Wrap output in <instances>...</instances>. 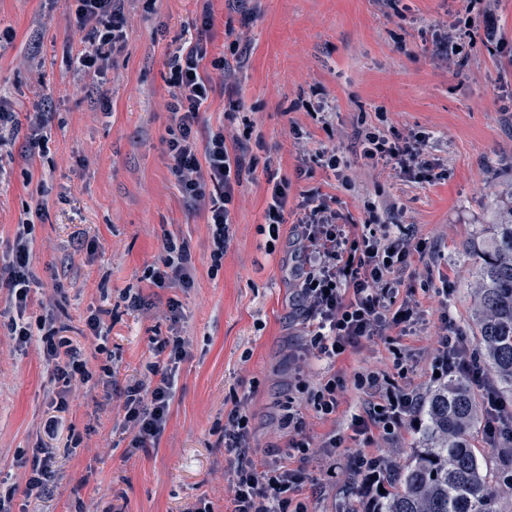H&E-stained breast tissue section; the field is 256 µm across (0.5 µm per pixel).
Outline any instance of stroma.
<instances>
[{
	"label": "stroma",
	"instance_id": "obj_1",
	"mask_svg": "<svg viewBox=\"0 0 512 512\" xmlns=\"http://www.w3.org/2000/svg\"><path fill=\"white\" fill-rule=\"evenodd\" d=\"M212 6L208 56L226 57L232 73L216 85L200 127L247 140L233 236L216 270L210 227L187 208L163 144L166 60L194 34L198 0H126V48L98 91L84 88L69 67L84 44L66 0H0V30L12 34L0 41V97L22 115L44 102L53 108L46 153L27 154L19 140L12 158L0 160V267L9 262L20 219L45 207L31 233L39 286L26 321L53 317L93 375L115 356L121 386L146 373L152 339L180 336L187 351L156 448L128 452L115 391L73 381L63 418L82 442L60 455L49 494L35 499L16 485L34 448L64 445L43 434L57 386L39 343L17 351L0 329V480L16 488L12 512H188L205 504L229 512L233 457L224 451V420L236 396L247 401L257 458L285 452L288 433L279 421L289 399L300 396L294 357L306 342L289 314L285 267L293 211L305 192L330 201L341 223L403 224L427 246L398 293L418 303L415 331L386 330L337 361L346 388L335 418L302 407L308 435L341 440L335 454L318 449L306 465L309 512H354L364 500L361 477L347 467L357 449L402 464L419 445L409 425L370 445L355 435L351 419L369 400L355 388V374L378 372L425 395L435 387L431 363L443 317L475 339L466 290L473 261L462 245L484 225L485 182L512 179V0H251L247 24L226 0ZM489 7L497 19L492 40L482 18ZM230 29L239 39L236 57ZM439 33L459 39L451 59L438 57ZM102 94L109 110L97 103ZM323 100L331 116L319 111ZM294 124L308 132L310 147L341 148L351 183L303 157L289 135ZM408 129L429 134L433 179L411 181L364 159L367 132ZM278 183L288 188L289 212L274 241L265 210ZM168 235L188 244L190 288H160L149 277ZM129 292L147 309L128 308ZM172 297L183 310L176 325L162 315ZM94 312L101 342L86 328Z\"/></svg>",
	"mask_w": 512,
	"mask_h": 512
}]
</instances>
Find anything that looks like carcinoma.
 <instances>
[{
  "instance_id": "1",
  "label": "carcinoma",
  "mask_w": 512,
  "mask_h": 512,
  "mask_svg": "<svg viewBox=\"0 0 512 512\" xmlns=\"http://www.w3.org/2000/svg\"><path fill=\"white\" fill-rule=\"evenodd\" d=\"M487 227L463 244L474 258L470 291L475 334L494 386L512 395V180L489 181ZM420 425L421 447L408 463L390 466L392 491L367 512H497L512 475L491 478L472 448L481 421L474 387L453 377L430 392Z\"/></svg>"
}]
</instances>
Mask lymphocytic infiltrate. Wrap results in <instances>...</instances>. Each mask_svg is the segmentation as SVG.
I'll list each match as a JSON object with an SVG mask.
<instances>
[{
	"mask_svg": "<svg viewBox=\"0 0 512 512\" xmlns=\"http://www.w3.org/2000/svg\"><path fill=\"white\" fill-rule=\"evenodd\" d=\"M72 12L78 30L84 31V47L73 65L84 79L102 81L107 67L126 46L125 0H73ZM213 26L211 0H202L196 22V34L187 44L176 47L170 58V100L167 109L173 123L164 140L170 158V172L182 196L193 210L203 211L212 230L211 262L220 267L232 236L230 208L235 188L240 185L243 157L229 152L223 131L200 135V112L215 87V72L225 69L222 57L209 58L208 33ZM47 121L43 112L35 113L27 123L0 99V148L12 144L18 133H25L32 152L46 149L42 130ZM428 139L414 131L387 136L383 132L368 133L364 156L375 163L399 168L415 177L429 171L426 155ZM296 236L288 268V281L293 289L291 300L306 325L309 344L305 357L323 361L326 372L316 380H308L305 370H298L307 401L324 420L331 419L340 406L343 378L334 366L347 351L362 342L382 335L391 327L405 328L417 317L416 304L398 301L400 275L411 265L425 245L403 233H392L389 225L367 223L362 226L341 224L335 209L323 199L303 196L298 204ZM31 221L20 222L12 245L13 261L0 290L6 293V306L0 319H6L8 336L16 348H23L32 336H39L44 357L52 367L54 380L63 390L51 402L55 411L45 426L48 435L58 431L59 412L68 402L64 390L73 378L89 382L92 374L86 368L82 353L59 334L52 321L42 320L38 326L25 322L27 308L37 277L29 265ZM191 256L186 242L165 237L157 267L150 276L158 287L174 284L187 286L190 280ZM153 362L144 378L128 381L119 396L123 400L125 431L133 450L158 447L167 426L171 404L176 394V372L186 352L178 337L154 340ZM432 368L443 376H461L479 389L483 396L484 430L490 442L512 438V410L498 398L486 381L470 346L455 332L452 321H445L439 340V354ZM356 389L373 394L363 413L353 416L351 427L356 435L366 438L392 436L403 426L406 415L418 411V393L383 386L372 372L357 373ZM250 416L242 402H235L224 425V448L235 452L231 474V512H308L299 495L306 480L302 467L314 445L339 447L335 435L314 442L305 431L300 410L288 408L279 421L289 430L287 461L254 458L250 452Z\"/></svg>",
	"mask_w": 512,
	"mask_h": 512,
	"instance_id": "f902f5d3",
	"label": "lymphocytic infiltrate"
}]
</instances>
